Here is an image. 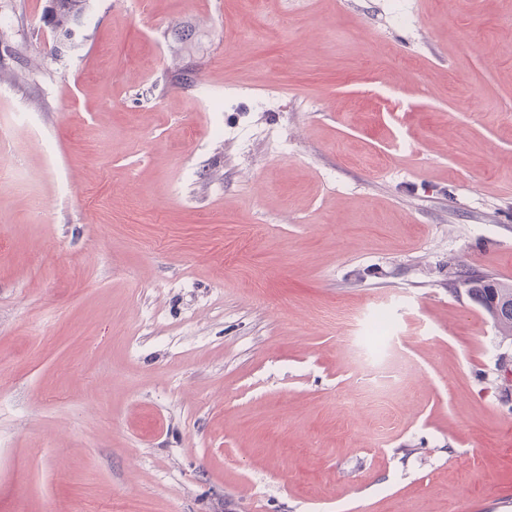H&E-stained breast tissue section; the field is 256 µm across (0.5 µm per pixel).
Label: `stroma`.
Returning a JSON list of instances; mask_svg holds the SVG:
<instances>
[{"mask_svg":"<svg viewBox=\"0 0 512 512\" xmlns=\"http://www.w3.org/2000/svg\"><path fill=\"white\" fill-rule=\"evenodd\" d=\"M49 4L0 0V512H512L448 289L512 284V0ZM48 22L63 35L70 36L72 27L79 24L91 9V0H52Z\"/></svg>","mask_w":512,"mask_h":512,"instance_id":"35a3bbf8","label":"stroma"}]
</instances>
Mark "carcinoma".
<instances>
[{"label": "carcinoma", "instance_id": "1", "mask_svg": "<svg viewBox=\"0 0 512 512\" xmlns=\"http://www.w3.org/2000/svg\"><path fill=\"white\" fill-rule=\"evenodd\" d=\"M91 9V0H52L49 23L65 36L72 34V27L79 24ZM465 287L468 297L490 317L499 335L512 340V287L488 274H478L470 269L456 272L450 283Z\"/></svg>", "mask_w": 512, "mask_h": 512}]
</instances>
